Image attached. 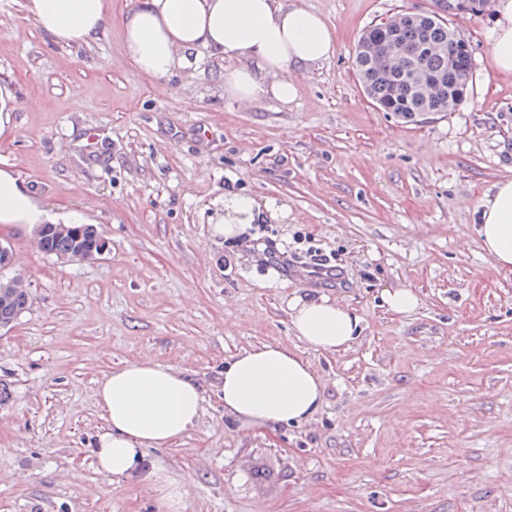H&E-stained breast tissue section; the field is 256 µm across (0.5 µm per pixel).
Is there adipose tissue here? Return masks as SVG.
Here are the masks:
<instances>
[{"mask_svg": "<svg viewBox=\"0 0 512 512\" xmlns=\"http://www.w3.org/2000/svg\"><path fill=\"white\" fill-rule=\"evenodd\" d=\"M28 19L55 42L95 40L112 16L107 0H24ZM489 34L497 66L512 73V0H497ZM119 22L127 62L139 73L164 81L197 61L207 49L224 63V92L241 102L274 99L288 104L297 87L289 69H310L336 50L324 18L291 0H137ZM263 216L255 198L224 194V212L212 234L238 236ZM52 218L12 166L0 167V226H33ZM476 232L497 268L512 269V179L499 182L480 203ZM295 335L314 349L347 347L359 317L331 297L295 296L288 301ZM324 381L294 350L254 346L224 363L219 392L224 415L248 426L277 427L313 417L324 398ZM103 429L94 450L97 470L112 480H137L152 493L159 512H184L185 483L177 472L144 464V451L172 444L198 423L203 394L181 370L155 362H131L104 375L95 391Z\"/></svg>", "mask_w": 512, "mask_h": 512, "instance_id": "ef3b65f1", "label": "adipose tissue"}]
</instances>
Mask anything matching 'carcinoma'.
Segmentation results:
<instances>
[{
  "label": "carcinoma",
  "instance_id": "cac0c4a2",
  "mask_svg": "<svg viewBox=\"0 0 512 512\" xmlns=\"http://www.w3.org/2000/svg\"><path fill=\"white\" fill-rule=\"evenodd\" d=\"M389 38L405 48L399 64L391 69L379 67L376 46ZM355 66L364 91L380 110L411 120L422 112L447 111L448 96L465 99L472 79L473 65L457 46L455 31L431 13H398L384 22L369 26L361 35ZM439 85V97L431 100L421 94L420 80ZM82 239L51 233L42 242V251L56 257H72L77 249L102 239L92 224H83ZM29 305L25 289H15L0 297V323L14 322Z\"/></svg>",
  "mask_w": 512,
  "mask_h": 512
}]
</instances>
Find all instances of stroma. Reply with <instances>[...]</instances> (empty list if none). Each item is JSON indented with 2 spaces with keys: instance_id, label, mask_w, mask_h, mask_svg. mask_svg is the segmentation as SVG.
Instances as JSON below:
<instances>
[{
  "instance_id": "35a3bbf8",
  "label": "stroma",
  "mask_w": 512,
  "mask_h": 512,
  "mask_svg": "<svg viewBox=\"0 0 512 512\" xmlns=\"http://www.w3.org/2000/svg\"><path fill=\"white\" fill-rule=\"evenodd\" d=\"M0 0V85L19 106L0 162L55 212L96 225L93 263L46 255L4 228L28 308L0 328V512H157L141 486L98 473L94 391L135 360L204 389L198 426L147 462L184 473L186 512H512V271L476 233L477 205L512 179V75L489 43L495 12L448 17L473 47L452 112L379 110L356 73L362 32L433 0H298L336 35L317 68L289 70V104L224 95V64L153 81L119 24L63 45ZM194 106H187V98ZM288 208L216 240L227 190ZM287 253L283 265L274 251ZM333 278L311 274V251ZM417 308L388 309L384 290ZM324 293L360 318L346 348L293 333L287 302ZM285 344L325 381L309 421L239 426L215 392L225 359ZM381 298L390 310L397 314L409 313L418 306V297L410 288L385 290Z\"/></svg>"
}]
</instances>
